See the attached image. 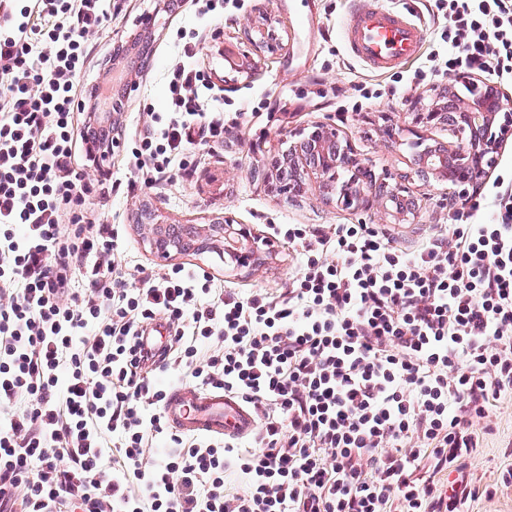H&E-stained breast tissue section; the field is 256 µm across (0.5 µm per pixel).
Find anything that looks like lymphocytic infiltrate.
<instances>
[{"instance_id": "1", "label": "lymphocytic infiltrate", "mask_w": 512, "mask_h": 512, "mask_svg": "<svg viewBox=\"0 0 512 512\" xmlns=\"http://www.w3.org/2000/svg\"><path fill=\"white\" fill-rule=\"evenodd\" d=\"M434 6L429 72L511 85L512 0ZM22 16L0 39V400L23 401L0 414V512H466L476 425L512 397V181L414 251L370 224L279 225L300 264L280 295L183 267L130 281L119 228L86 208L113 184L81 169V79L112 0ZM208 86L173 69L128 190L190 179L189 154L223 142ZM159 370L249 405L252 446L168 430Z\"/></svg>"}]
</instances>
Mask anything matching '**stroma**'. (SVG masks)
I'll use <instances>...</instances> for the list:
<instances>
[{"label": "stroma", "instance_id": "obj_1", "mask_svg": "<svg viewBox=\"0 0 512 512\" xmlns=\"http://www.w3.org/2000/svg\"><path fill=\"white\" fill-rule=\"evenodd\" d=\"M404 10L425 29L418 52L392 72H373L349 53L342 27L350 0H245L242 8L204 13L205 0H179L173 11H162L161 0H118L112 21L93 43L87 79H95L111 58L115 45L134 35L145 17L155 19L151 58L131 79L108 171L127 181V157L140 130L153 112L167 109L165 78L179 61L205 73L214 87L205 110L224 107L225 119L236 124L223 143L195 158L191 181L173 178L143 195L118 192L91 200L89 207L122 228L118 259L129 279L139 270L162 269L137 222L135 207L145 202L168 224H205L232 213L258 237L273 242L276 254L257 271L247 273L226 264L215 253H187L172 265L205 270L223 289L242 295L256 290L286 291L298 265L286 239L276 236L277 224L333 227L373 224L396 245L414 250L439 234L454 210L485 194L496 179L512 175V136L499 148L496 165L466 194L449 193L447 184L418 176L416 152L411 148L416 115L441 102L448 89H462L455 76L434 75L422 84L412 78L423 70L437 49L439 21L429 0H385ZM198 41L197 53L185 58L186 41ZM375 94L363 109L353 110L357 84ZM397 96H389L390 88ZM334 126L354 150L371 162L377 177L403 183L416 202L405 219L375 210L351 212L327 200L318 186L291 201L268 192L260 174L273 156L282 154L292 131L315 122ZM492 431L482 448L467 462L466 472L479 488L469 512H512V486L500 484V473L512 467V400L502 401L491 418Z\"/></svg>", "mask_w": 512, "mask_h": 512}]
</instances>
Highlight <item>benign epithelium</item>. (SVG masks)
Masks as SVG:
<instances>
[{"instance_id":"7a95c632","label":"benign epithelium","mask_w":512,"mask_h":512,"mask_svg":"<svg viewBox=\"0 0 512 512\" xmlns=\"http://www.w3.org/2000/svg\"><path fill=\"white\" fill-rule=\"evenodd\" d=\"M469 89L470 97L457 100L453 112H444L435 105L416 115V123L424 127L448 126L454 138L448 144V154L456 158V168L444 170V162L435 160L440 154L438 147L424 145V138H417L415 144L423 147V152L432 158V171L441 172L435 180L448 182L463 191L495 165L500 142L512 132V91L482 85L475 80L469 82ZM296 136L299 137L296 145L284 155L293 169L292 178L270 181L271 192L288 199L302 196L310 186L308 175L315 174L322 179L324 190L339 193L337 203L346 209L358 211L375 207L389 215H408L403 187L390 189L378 180L368 189L348 185L336 191L338 169L354 165L366 167L368 162L360 158L349 143L339 139L335 128L317 123ZM137 211L142 216L140 226L152 252L163 259L182 253L189 241L201 253L222 248L235 268L252 272L266 263L274 252L272 244L259 242L250 227L236 222L229 212L210 224L190 225L191 235L174 239L167 235V225L156 220L146 204L139 205Z\"/></svg>"}]
</instances>
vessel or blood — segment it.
Segmentation results:
<instances>
[{
	"mask_svg": "<svg viewBox=\"0 0 512 512\" xmlns=\"http://www.w3.org/2000/svg\"><path fill=\"white\" fill-rule=\"evenodd\" d=\"M343 38L352 56L373 70L386 72L417 52L424 30L383 0H354ZM95 86L96 92L84 109L85 132L91 145L108 133V124L101 114L102 103L114 97L112 80L107 75H99ZM164 413L178 430L217 437L247 436L256 422L248 406L223 391L185 385L170 389Z\"/></svg>",
	"mask_w": 512,
	"mask_h": 512,
	"instance_id": "vessel-or-blood-1",
	"label": "vessel or blood"
}]
</instances>
